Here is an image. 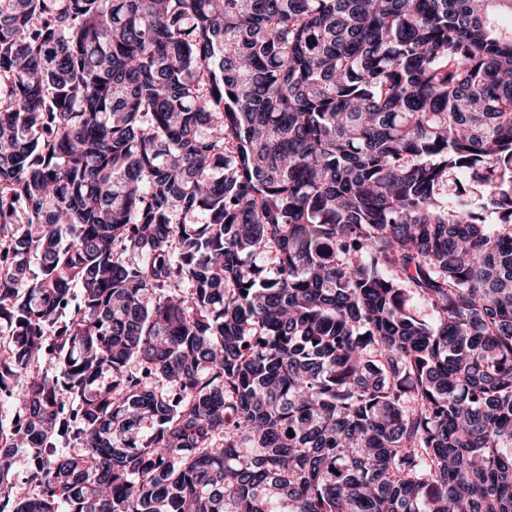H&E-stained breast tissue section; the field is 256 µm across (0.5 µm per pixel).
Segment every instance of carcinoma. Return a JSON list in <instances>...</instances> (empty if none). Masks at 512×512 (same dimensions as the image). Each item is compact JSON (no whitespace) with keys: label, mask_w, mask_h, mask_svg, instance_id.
<instances>
[{"label":"carcinoma","mask_w":512,"mask_h":512,"mask_svg":"<svg viewBox=\"0 0 512 512\" xmlns=\"http://www.w3.org/2000/svg\"><path fill=\"white\" fill-rule=\"evenodd\" d=\"M497 14L0 0V512H512Z\"/></svg>","instance_id":"obj_1"}]
</instances>
